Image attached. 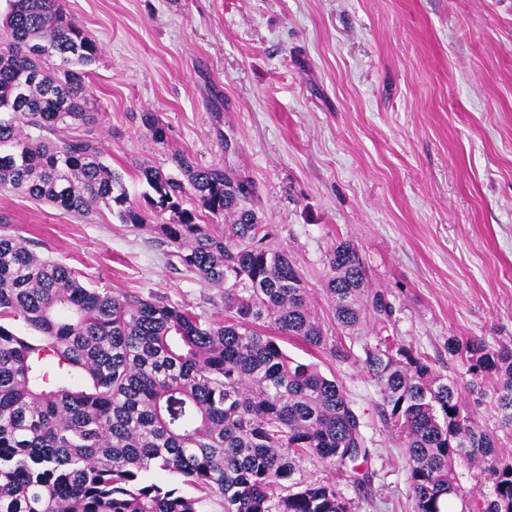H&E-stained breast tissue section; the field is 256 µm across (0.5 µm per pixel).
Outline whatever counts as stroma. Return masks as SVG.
Segmentation results:
<instances>
[{"instance_id":"obj_1","label":"stroma","mask_w":512,"mask_h":512,"mask_svg":"<svg viewBox=\"0 0 512 512\" xmlns=\"http://www.w3.org/2000/svg\"><path fill=\"white\" fill-rule=\"evenodd\" d=\"M64 5L99 47L88 83L105 114L96 134L130 198L146 190L136 164L167 170L174 152L236 169L324 319L326 256L351 240L372 287L393 300L391 333L457 380L473 419L512 454V432L448 354L452 336L512 342V0ZM144 112L165 126L166 144L147 134ZM1 213L31 250L89 287L224 316L216 289L108 209L83 219L0 193ZM280 345L339 379L377 473L359 489L310 455L297 480L335 485L352 512H412L405 450L362 365L295 338Z\"/></svg>"}]
</instances>
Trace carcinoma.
<instances>
[{
	"mask_svg": "<svg viewBox=\"0 0 512 512\" xmlns=\"http://www.w3.org/2000/svg\"><path fill=\"white\" fill-rule=\"evenodd\" d=\"M0 20V191L88 218L104 206L148 229L181 266L217 288L225 318L187 305L86 287L75 271L0 234V512H199L200 500L148 482L154 469L224 501V512H349L325 484L292 481L313 455L356 486L371 483L364 424L336 378L288 356L278 336L347 360L312 310L303 275L248 206L253 186L222 165L174 153L173 175L142 163L151 192L130 199L93 132L87 95L97 43L60 0H7ZM142 124L163 144L152 112ZM85 134L60 139L61 128ZM169 221L153 223L164 213ZM322 291L336 326L368 323L363 368L385 423L403 437L413 512H512V456L465 411L458 382L395 336L388 293L370 287L348 240L327 255ZM21 322L28 335L13 329ZM472 382L496 377L494 407L512 429V344L448 339ZM480 470L473 500L456 462Z\"/></svg>",
	"mask_w": 512,
	"mask_h": 512,
	"instance_id": "obj_1",
	"label": "carcinoma"
}]
</instances>
